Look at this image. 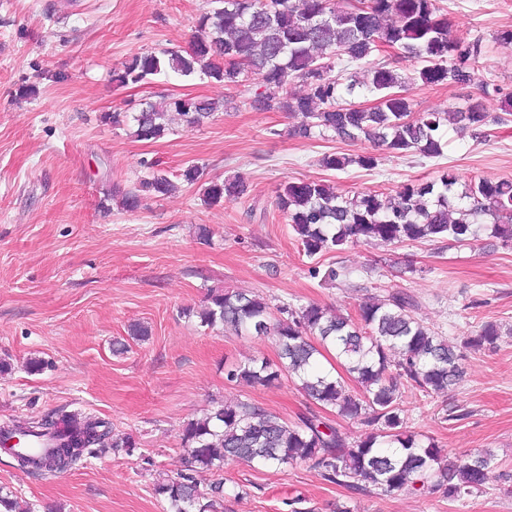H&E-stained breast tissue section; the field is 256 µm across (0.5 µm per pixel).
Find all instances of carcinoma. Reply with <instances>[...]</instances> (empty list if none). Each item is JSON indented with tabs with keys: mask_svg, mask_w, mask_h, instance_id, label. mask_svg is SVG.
Segmentation results:
<instances>
[{
	"mask_svg": "<svg viewBox=\"0 0 512 512\" xmlns=\"http://www.w3.org/2000/svg\"><path fill=\"white\" fill-rule=\"evenodd\" d=\"M378 46L394 48L397 55L372 63ZM481 55L482 39L454 33L436 0H366L357 10L351 0H211L189 49L136 53L113 72V81L121 86L147 83L169 70L233 87H245L256 78L260 91L251 106L294 116L297 122L288 134L296 139H364L377 150L437 158L444 153L445 125L481 138L489 118L485 98L493 94L512 101L511 91L477 80ZM406 61L417 64L409 74L396 68ZM343 63L346 67L336 70ZM352 65L355 69L348 70ZM296 81L304 87L301 94L288 92ZM418 81L459 86L477 82L480 93L461 107L417 113L407 91ZM365 95L374 97V106L355 105L354 98ZM231 105L205 97H163L133 112L104 113L99 120L114 126L128 120L136 137L153 140L175 124L201 125ZM378 162L370 152H331L321 157L320 166L327 171L353 165L372 170ZM177 189L159 170L128 190L108 185L101 206L113 200L134 211L143 199ZM247 189L243 178L235 176L203 183L202 196L218 204L241 197ZM276 199L310 258L364 242L389 246L446 238L466 245L483 231L512 249L511 179L483 178L461 186L446 171L437 180L406 183L393 195L369 191L350 197L322 180H300L280 187ZM311 273L331 285L347 275L333 265L324 270L315 266ZM415 308L413 296L402 290L371 298L355 317L314 303H284L274 313L260 296L210 291L207 306L198 312L200 326L273 336L278 346L279 363L252 359L232 365L225 370L228 382L265 386L289 377L310 400L369 431L350 441L315 414L289 423L249 401L217 402L183 428L188 472L156 486L167 502L166 512H217L224 482L212 483L211 499L202 503L196 473H220L234 459L262 468L304 462L324 481L355 493L412 490L457 501L485 492L497 468L494 454L450 460L435 443H420L402 430L400 387L428 395L447 392L462 381L463 351L497 347L501 327L486 322L456 345L420 323ZM329 345L361 391L352 392L340 379L320 372L317 355ZM6 428L9 439L19 433L23 440H56L41 456L13 452L21 468L37 475L67 470L97 448L134 447L131 437L114 442L108 423L79 413L15 419L0 425V431Z\"/></svg>",
	"mask_w": 512,
	"mask_h": 512,
	"instance_id": "1",
	"label": "carcinoma"
}]
</instances>
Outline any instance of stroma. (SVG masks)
Here are the masks:
<instances>
[{"label":"stroma","instance_id":"stroma-1","mask_svg":"<svg viewBox=\"0 0 512 512\" xmlns=\"http://www.w3.org/2000/svg\"><path fill=\"white\" fill-rule=\"evenodd\" d=\"M441 4L454 31L482 37L480 78L512 88V49L495 42L512 29V0ZM210 7L209 0H0V361L8 365L0 371V422L79 410L135 443L130 451L97 450L47 476L0 455V492L25 512H166L155 486L185 472L182 429L214 403L247 400L290 422L315 411L287 378L269 386L227 382L225 367L276 361L277 348L269 336L202 328L196 313L210 290L352 314L400 288L415 298L416 317L448 338L486 322L512 328V251L496 239L360 244L310 258L276 205L277 188L299 179H322L351 196L389 194L446 170L463 183L512 178V119H500L503 100L488 102L495 121L487 138L448 125L441 157L384 152L373 170L334 172L320 166L323 154H362L371 144L290 137L286 113L255 110L242 88L208 79L113 82V70L136 53L188 49ZM27 85L36 96H21ZM476 91L417 83L409 95L414 111L430 112L462 105ZM163 95L227 98L234 106L156 140L136 138L131 124L99 120ZM192 163L203 182L243 177L247 193L208 205L200 185H185L132 212L100 204L109 183L128 189ZM199 224L210 227V242L196 238ZM331 264L348 277L331 286L311 276L312 267ZM134 323L148 326L146 340L130 338ZM117 341L128 343L127 353H113ZM32 358L42 360L40 372H28ZM465 371L442 394L402 388L401 418L449 456L491 450L501 476L485 492L454 502L356 494L304 463L257 468L237 460L224 466L223 512H512V335L469 352ZM453 409L460 419H449Z\"/></svg>","mask_w":512,"mask_h":512}]
</instances>
